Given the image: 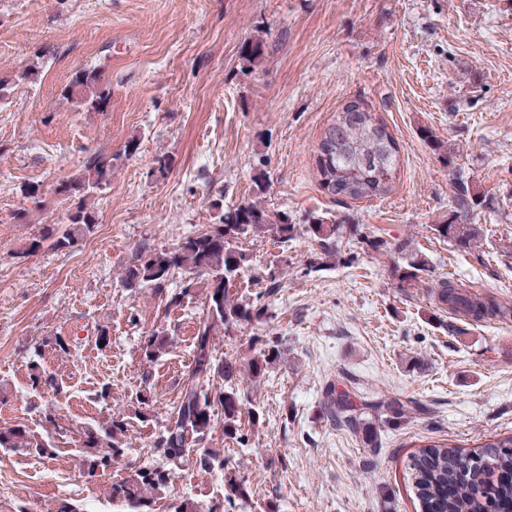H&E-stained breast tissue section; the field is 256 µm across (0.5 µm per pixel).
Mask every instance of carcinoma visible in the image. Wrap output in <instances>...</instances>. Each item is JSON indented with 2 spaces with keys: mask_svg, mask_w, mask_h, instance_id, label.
<instances>
[{
  "mask_svg": "<svg viewBox=\"0 0 512 512\" xmlns=\"http://www.w3.org/2000/svg\"><path fill=\"white\" fill-rule=\"evenodd\" d=\"M63 94L76 103L79 109L102 112L112 97V86L104 84L96 70H76ZM363 112L349 111V118L328 127L330 138L343 143L367 146ZM323 146L317 147L316 167L321 185L330 182H353L356 191L346 195L351 200H361L387 195L392 187L398 164V149L390 150L379 165H361L349 154L321 156ZM112 172V159L99 154L88 157L84 169L77 176L58 185L55 192L67 201L74 197L82 201L93 190L108 183ZM454 209L457 216L445 224L434 225L437 236L452 240L467 248L479 237L473 224L458 223V216L467 213L474 203L469 181L462 171L454 176ZM93 216L82 206L69 216V223L59 232L55 246L67 248L80 237L92 231ZM267 226V233L286 242L293 237L296 225L288 215L270 214L258 202L251 200L237 205L219 216V223L200 233L189 236L171 251L137 250L124 274L128 288L150 287L166 306L177 307L184 298L192 295L198 285L197 278L206 277V312L197 323L193 339L192 362L183 373L176 404L170 412V425L160 431L152 448L162 457V462L143 467L135 475L112 484V499L125 503L129 512H156L157 500L172 485L176 474L187 465L204 472H222L226 459L217 448L208 444V435L218 416H223L224 437L243 444L247 435L240 432L238 419L244 408H249L251 422L260 421L261 412L252 404L247 393L241 391L235 378L241 368L239 362L216 353L215 339L244 324L261 319L267 306L259 304L261 297L274 293L277 285L271 283L256 296V301L238 300L229 295L232 284L242 279L250 269V255L242 247V240L253 234L256 227ZM351 228L349 224H327L320 217H312L306 231L317 241L324 256L338 252L340 233ZM403 262L395 269L399 281L417 282L428 272V262L419 252L399 248ZM184 275L182 287L170 289L168 284L176 274ZM436 304L441 309L473 321L506 317L509 310L495 300L483 298L463 284L443 278L432 285ZM168 345V336L156 331L141 347L143 358L152 362ZM38 346L31 349L29 381L31 389L58 390L52 376L40 367L35 357ZM277 358L275 346L262 341L247 363V374L253 380L265 375ZM224 385H217V382ZM326 397L336 408V415L354 429L361 430L368 443H375L372 427L354 415L356 404L345 391H336L329 385ZM374 408L389 414V421L400 423L407 418V406L395 397L385 398ZM127 421L122 413L111 416L86 428L81 441L84 470L94 476L112 467L125 454ZM54 443L50 437L37 436L26 428H1L0 449L52 453ZM413 486L421 512H512V436L489 439L479 445V450H465L447 442L424 445L414 455L410 465ZM250 500V487L243 480L229 478L222 501L207 509L198 503L184 500L174 512H237Z\"/></svg>",
  "mask_w": 512,
  "mask_h": 512,
  "instance_id": "obj_1",
  "label": "carcinoma"
}]
</instances>
